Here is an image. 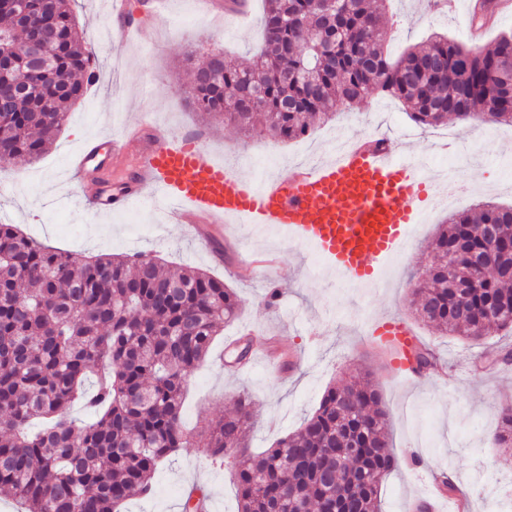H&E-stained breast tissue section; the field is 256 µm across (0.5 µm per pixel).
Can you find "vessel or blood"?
<instances>
[{
	"instance_id": "obj_1",
	"label": "vessel or blood",
	"mask_w": 512,
	"mask_h": 512,
	"mask_svg": "<svg viewBox=\"0 0 512 512\" xmlns=\"http://www.w3.org/2000/svg\"><path fill=\"white\" fill-rule=\"evenodd\" d=\"M73 167L78 183L96 179L84 199L88 209L108 203L118 211L153 189L166 201L168 215L190 219L206 243L222 240L232 218L280 227L290 242L312 247L356 284L378 275L438 198L420 162L397 160L371 142L349 144L329 163L251 181L230 174L188 140H168L137 127L123 145L106 151L88 143ZM374 335L389 343L395 365L408 369L416 345L412 331L385 322Z\"/></svg>"
}]
</instances>
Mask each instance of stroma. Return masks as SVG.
Returning <instances> with one entry per match:
<instances>
[{"instance_id":"35a3bbf8","label":"stroma","mask_w":512,"mask_h":512,"mask_svg":"<svg viewBox=\"0 0 512 512\" xmlns=\"http://www.w3.org/2000/svg\"><path fill=\"white\" fill-rule=\"evenodd\" d=\"M109 2L74 0L77 35L96 61L98 78L39 160L0 165V221L19 225L56 250L86 257L143 252L170 267L203 269L234 288L239 315L189 378L182 410L187 430H204L246 396L252 400L250 446L264 450L302 426L327 386L359 372L387 407L389 445L398 460L381 489V512H405L406 501L428 494L436 474L448 468L468 512H505L508 503L496 491L512 481V452L498 447L494 433L501 402L512 399V364L500 360L512 348V336L499 332L471 343L439 335L415 319L409 301L429 262V242L449 213L480 200L512 204V126L466 125L452 117L447 124L423 128L399 102L377 98L343 107L340 119L288 142L259 126L243 131L204 121L186 101L190 70L184 60L219 50L250 64L263 41L264 0H248L247 12L238 16L220 5L204 9L201 0H164L158 14L148 12L151 0H126L130 20L163 38L133 39L119 47L111 41ZM466 3L454 0L451 9L437 12L427 0H388L381 24L392 55L434 32L469 43ZM145 108L164 136L193 137L215 161L245 179L285 173L304 158L329 160L328 138L343 128L356 140H385L397 157H423L428 174L456 168L472 187L455 194L452 203L430 209L404 257L390 261L374 282L360 288L340 282L309 247L291 243L286 234L258 237L246 224L225 228L232 248L218 262L153 201L106 213L80 207L84 189L71 178V157L90 141L121 138ZM274 288L279 298L272 303L268 293ZM390 320L406 323L431 349L437 372L405 377L396 371L391 356L369 336L375 323ZM252 336L277 340L296 356V366L267 360L226 367L227 355ZM232 468V457L183 449L159 464L153 494L132 498L122 512H182L194 483L207 490L214 512H237Z\"/></svg>"}]
</instances>
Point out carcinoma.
<instances>
[{
    "label": "carcinoma",
    "mask_w": 512,
    "mask_h": 512,
    "mask_svg": "<svg viewBox=\"0 0 512 512\" xmlns=\"http://www.w3.org/2000/svg\"><path fill=\"white\" fill-rule=\"evenodd\" d=\"M73 0H26L0 33L13 51L0 83L19 93L0 105V162L35 160L96 78L76 34ZM50 21L49 57L24 51ZM192 71L189 105L205 120L250 129L263 115L282 141L309 133L341 106L392 98L416 125L454 115L512 125V34L484 50L443 35L394 59L371 0H265L264 43L250 66L224 54ZM499 225L485 241L482 226ZM413 291L415 318L442 335L479 341L512 329V206L484 203L452 215L430 245ZM485 264L464 277L467 255ZM239 312L236 292L195 267L164 269L141 252L82 259L0 224V495L25 512H120L153 487L158 465L183 448L234 454L239 512H379L394 470L388 413L355 378L326 387L301 429L255 454L250 402L191 436L181 425L189 376ZM94 419L76 424L77 401ZM495 441L512 448V403L501 405Z\"/></svg>",
    "instance_id": "cac0c4a2"
}]
</instances>
